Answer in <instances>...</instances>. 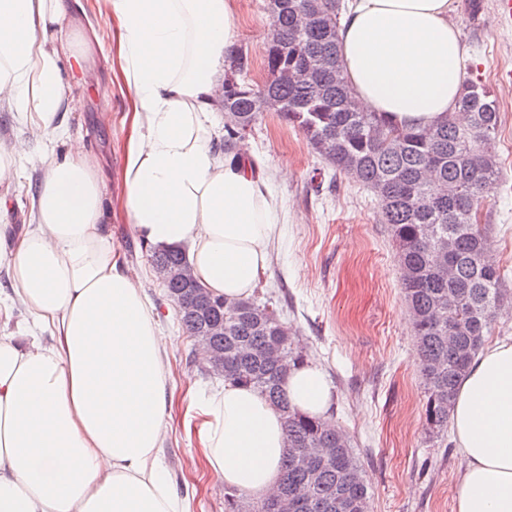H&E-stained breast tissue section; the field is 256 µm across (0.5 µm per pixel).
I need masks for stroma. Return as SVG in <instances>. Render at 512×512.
Segmentation results:
<instances>
[{"label": "stroma", "instance_id": "obj_1", "mask_svg": "<svg viewBox=\"0 0 512 512\" xmlns=\"http://www.w3.org/2000/svg\"><path fill=\"white\" fill-rule=\"evenodd\" d=\"M237 49L249 59L247 82L263 84L271 22L265 0H235ZM77 17L100 42L84 70L63 68L71 112L64 124L102 162L113 200L124 194L123 145L129 97L120 72L111 71L115 39L96 0H79ZM454 21L467 45L472 76L499 105L496 149L501 174L487 201L493 254L512 270V27L495 22V0H457ZM25 143L26 153L9 184L6 223H28L42 176L44 145L22 117L0 107V139ZM244 144L268 184L282 233L270 245V261L255 298L270 302L308 362L321 366L336 390L329 417L347 433L362 463L370 512H455L462 467L453 437L429 435L424 379L415 356L413 328L388 225L372 194L337 173L304 135L275 112L261 114ZM288 167V178L279 170ZM108 224L127 271L154 312L158 330L172 343L168 356L170 432L162 451L168 480L188 512H224V489L206 468L198 429L202 398L221 389L223 377L208 372L197 345L183 332L176 305L166 294L148 247L125 213L113 209Z\"/></svg>", "mask_w": 512, "mask_h": 512}]
</instances>
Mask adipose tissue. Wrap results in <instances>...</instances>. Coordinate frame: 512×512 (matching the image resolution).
I'll list each match as a JSON object with an SVG mask.
<instances>
[{"label": "adipose tissue", "instance_id": "obj_1", "mask_svg": "<svg viewBox=\"0 0 512 512\" xmlns=\"http://www.w3.org/2000/svg\"><path fill=\"white\" fill-rule=\"evenodd\" d=\"M117 34L131 98L122 198L148 246L186 248L201 288L249 298L280 233L277 203L251 156L212 145L235 45L234 0H97ZM77 0H0V101L46 145L30 224H0L10 290L50 330L20 345L0 333V512H185L161 463L165 359L152 309L112 245V199L96 157L63 139L61 61H82ZM456 0H352L338 29L359 104L401 127L459 116L466 46ZM290 406L327 417L334 391L314 364L282 383ZM204 458L224 488L272 496L287 434L255 388L225 383L206 400ZM451 423L464 465L456 512H512V337L482 348L460 381Z\"/></svg>", "mask_w": 512, "mask_h": 512}]
</instances>
